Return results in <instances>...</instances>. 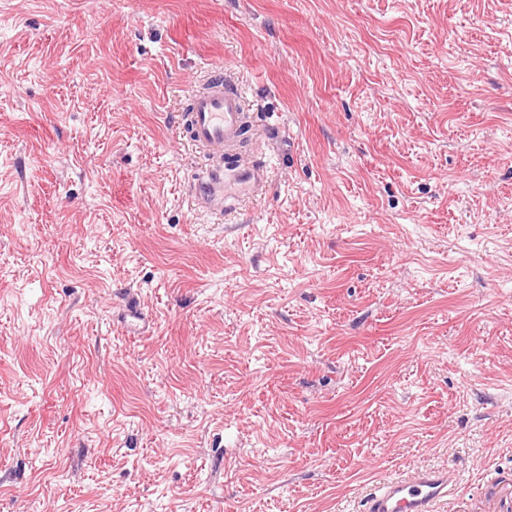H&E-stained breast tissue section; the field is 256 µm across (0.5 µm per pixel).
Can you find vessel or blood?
I'll list each match as a JSON object with an SVG mask.
<instances>
[{"label":"vessel or blood","instance_id":"vessel-or-blood-1","mask_svg":"<svg viewBox=\"0 0 512 512\" xmlns=\"http://www.w3.org/2000/svg\"><path fill=\"white\" fill-rule=\"evenodd\" d=\"M242 119L240 96L226 89L217 75L193 95L186 127L195 143L220 153L237 142ZM254 178V167L238 160L207 170L197 178V200L220 210L232 207L235 191ZM456 486L452 468L421 470L376 487L367 498L366 512H433L434 504L452 496ZM485 498L491 512H506L512 507V485L489 489Z\"/></svg>","mask_w":512,"mask_h":512}]
</instances>
